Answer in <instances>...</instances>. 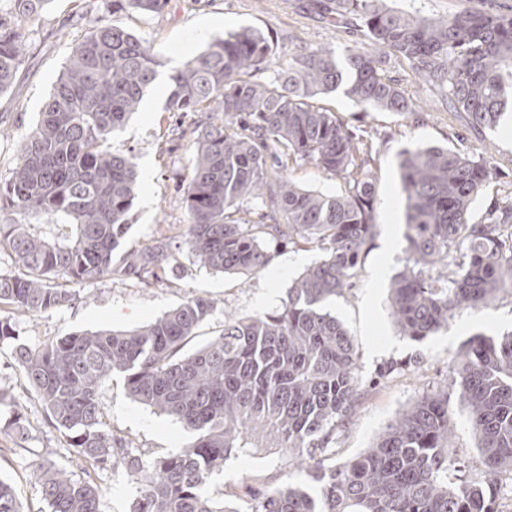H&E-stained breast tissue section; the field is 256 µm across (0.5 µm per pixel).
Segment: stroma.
Wrapping results in <instances>:
<instances>
[{
    "label": "stroma",
    "instance_id": "stroma-1",
    "mask_svg": "<svg viewBox=\"0 0 512 512\" xmlns=\"http://www.w3.org/2000/svg\"><path fill=\"white\" fill-rule=\"evenodd\" d=\"M113 23L147 41L160 61L159 76L139 111L109 141L116 154L136 158L139 190L132 207L133 223L125 237L129 247L159 234L166 225L186 223L185 188L195 158L192 116L166 109L169 74L201 52L212 37L244 27L269 35L280 63H287L299 46H330L344 55L358 45L352 24L326 19L320 0H168L155 14L113 9L110 0H52L40 16L25 20L27 48L11 89L0 95V184L10 180L19 145L37 119L72 47L93 22ZM385 75L398 79L407 96L429 113L414 126L392 112H366L343 91L323 96L321 105L339 114L355 133L370 136L376 154V235L356 277L354 288L335 298L331 309L354 337L360 358L359 398L349 417L336 428L333 463H343L370 448L401 412L450 376L463 344L481 334L498 338L512 332V293L478 311L450 320L447 328L416 343L401 336L391 316L388 285L406 264L405 194L396 156L419 145L451 146L483 156L497 168V177L472 205L480 220L490 203L512 196V131L500 126L474 132L464 113L449 111L440 90L415 78L408 66L388 59ZM394 242L386 250V242ZM173 263L162 281L149 285L113 276L78 285V300L59 309L15 318L19 340L38 346L46 340L79 331L125 330L144 325L190 297L202 295L214 303L211 318L189 343L196 350L217 335L226 314L251 316L280 309L288 288L320 257L317 249L283 248L262 272L229 276L194 264L182 239H173ZM0 392L8 403L0 407V422L19 418L17 429L0 433V477L14 487L22 512H48L35 468L46 463L66 467L74 477L82 471L63 433L50 426L46 412L17 363L13 347L0 345ZM100 400L107 426L131 439L135 451L179 453L193 439L179 422L159 414L129 396L124 378L113 375ZM453 432L449 452L480 466L471 432L469 411L451 400ZM304 470L278 448H245L213 474L207 488L214 499L243 493L245 485L303 483ZM100 512H129L140 485L126 469L107 470L97 480Z\"/></svg>",
    "mask_w": 512,
    "mask_h": 512
}]
</instances>
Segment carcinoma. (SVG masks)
<instances>
[{
  "label": "carcinoma",
  "instance_id": "1",
  "mask_svg": "<svg viewBox=\"0 0 512 512\" xmlns=\"http://www.w3.org/2000/svg\"><path fill=\"white\" fill-rule=\"evenodd\" d=\"M49 0H12L17 18L39 16ZM127 11L161 10L167 0H117ZM384 0H336V16L360 22L367 44L406 62L442 89L479 131L497 128L512 105V13L486 4L428 18ZM25 31L0 22V94L16 79ZM383 57L355 48L300 50L277 70L270 38L255 28L213 38L170 74L167 110L207 115L185 189L188 221L179 237L201 266L255 275L274 259L265 239L321 251L288 288L282 308L224 317L206 345L185 347L213 302L193 296L130 330L70 333L37 347L19 342L13 318L0 315V343L16 342L23 368L49 420L76 450L74 479L55 465L34 471L50 512H99L93 475L119 464L141 482L130 512H497L487 481L448 487L452 436L448 390L417 400L359 456L336 466L325 448L358 396L357 345L324 303L352 287L375 235V158L370 140L316 98L347 84L363 110L425 114ZM159 62L146 42L112 23L94 26L72 49L33 129L20 144L11 180L0 185V246L21 273L0 276V304L36 314L75 300L67 283L118 273L142 282L165 273L171 237L123 248L137 187L131 154L106 144L138 111ZM274 71V78L264 77ZM308 162L343 180L336 194L307 190L285 177ZM407 263L389 301L401 335L420 342L465 310L493 303L512 288V198L496 199L478 222L471 205L496 177L480 156L458 148L404 149ZM260 200L257 222L238 217ZM72 234L49 238L45 226ZM124 375L138 402L182 423L194 436L169 456H136L107 429L99 391ZM451 391L469 409L484 471L512 472V335H479L456 357ZM285 448L308 481L247 486L220 503L206 494L211 475L242 448ZM0 512H21L0 478Z\"/></svg>",
  "mask_w": 512,
  "mask_h": 512
}]
</instances>
